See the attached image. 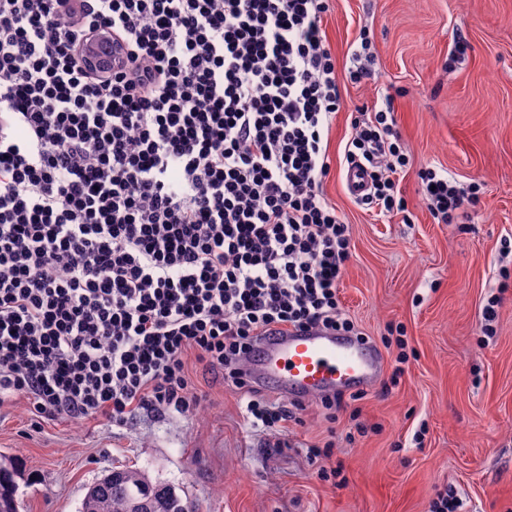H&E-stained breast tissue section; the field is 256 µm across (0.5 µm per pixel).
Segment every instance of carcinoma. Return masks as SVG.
<instances>
[{
  "label": "carcinoma",
  "instance_id": "cac0c4a2",
  "mask_svg": "<svg viewBox=\"0 0 512 512\" xmlns=\"http://www.w3.org/2000/svg\"><path fill=\"white\" fill-rule=\"evenodd\" d=\"M17 473L16 460L0 454V512H18ZM134 501L141 503V512H189L172 487L131 467L111 471L89 487L80 512H132Z\"/></svg>",
  "mask_w": 512,
  "mask_h": 512
}]
</instances>
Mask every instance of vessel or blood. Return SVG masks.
Wrapping results in <instances>:
<instances>
[{
  "mask_svg": "<svg viewBox=\"0 0 512 512\" xmlns=\"http://www.w3.org/2000/svg\"><path fill=\"white\" fill-rule=\"evenodd\" d=\"M344 181L352 197L362 196L368 177L361 166L348 165ZM256 385H274L291 399H310L367 389L381 374V353L350 336L321 330L297 331L262 340L243 363Z\"/></svg>",
  "mask_w": 512,
  "mask_h": 512,
  "instance_id": "b4317fda",
  "label": "vessel or blood"
}]
</instances>
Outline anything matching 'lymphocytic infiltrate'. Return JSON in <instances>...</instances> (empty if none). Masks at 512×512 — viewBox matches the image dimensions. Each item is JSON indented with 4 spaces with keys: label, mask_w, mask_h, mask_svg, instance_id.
<instances>
[{
    "label": "lymphocytic infiltrate",
    "mask_w": 512,
    "mask_h": 512,
    "mask_svg": "<svg viewBox=\"0 0 512 512\" xmlns=\"http://www.w3.org/2000/svg\"><path fill=\"white\" fill-rule=\"evenodd\" d=\"M333 0H0V406L38 417L200 398L185 357L248 393L267 428L303 405L253 399L241 367L263 336L355 331L337 293L351 229L323 194L324 136L343 106L322 35ZM125 55L88 69L82 39ZM384 98L345 147L360 203L406 210L407 164ZM451 224L475 204L447 172H419Z\"/></svg>",
    "instance_id": "obj_1"
}]
</instances>
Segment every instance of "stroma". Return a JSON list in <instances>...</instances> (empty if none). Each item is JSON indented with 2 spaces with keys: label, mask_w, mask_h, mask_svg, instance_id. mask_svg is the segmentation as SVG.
<instances>
[{
  "label": "stroma",
  "mask_w": 512,
  "mask_h": 512,
  "mask_svg": "<svg viewBox=\"0 0 512 512\" xmlns=\"http://www.w3.org/2000/svg\"><path fill=\"white\" fill-rule=\"evenodd\" d=\"M363 28L376 77L354 84ZM322 30L348 103L329 123L323 183L351 226L339 306L384 357L358 414L329 424L312 398L285 430L253 427L246 398L192 354L201 402L182 415L43 421L20 397L0 407V454L20 462L18 512H80L88 488L122 466L169 484L191 512H427L447 486L475 512H512V255L500 252L512 239V0H336ZM459 39L469 49L453 64ZM387 97L409 158L394 176L407 211L392 217L358 206L344 181L353 108ZM426 167L477 186L456 223L427 209ZM495 293L488 337L482 309ZM391 324L410 351L397 379L398 350L382 343ZM327 443L326 468L344 467L340 488L307 457Z\"/></svg>",
  "instance_id": "35a3bbf8"
}]
</instances>
